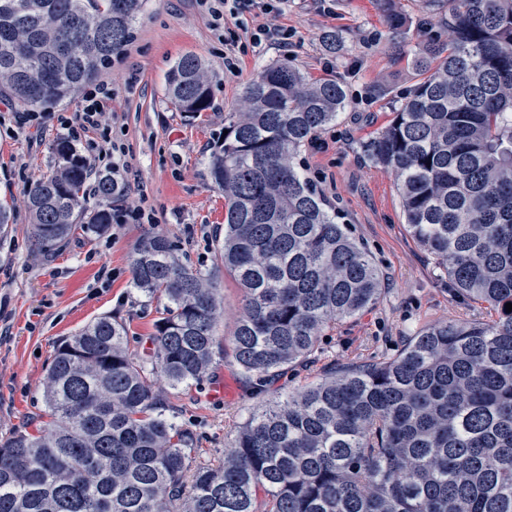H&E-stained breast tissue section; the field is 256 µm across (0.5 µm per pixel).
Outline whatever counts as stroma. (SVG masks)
<instances>
[{"instance_id": "1", "label": "stroma", "mask_w": 512, "mask_h": 512, "mask_svg": "<svg viewBox=\"0 0 512 512\" xmlns=\"http://www.w3.org/2000/svg\"><path fill=\"white\" fill-rule=\"evenodd\" d=\"M395 6L406 28L392 42L377 0H286L277 21L295 29L293 47L248 53L233 74L224 67L223 21L203 13L195 0H150L132 44L97 78L112 89L102 113L105 132L87 133L75 143L93 173L116 169L126 196L106 234L72 239L50 256L38 253L30 238L23 189L50 167L52 146L68 136L66 120L82 109L83 97L37 113L24 126L9 98L0 97V200L13 206L10 233L0 240V438L47 423V369L58 345L87 323L110 316L126 325L133 355L150 348L162 306L131 285L130 255L144 229L134 217L139 209L154 210L181 262L210 275L224 300L217 334L233 331L242 293L215 258L214 241L224 232V195L210 180L207 158L243 85L277 61L315 77L344 78L348 86V108L336 126L318 134L316 144L303 148L301 162L342 223L372 253L385 288L373 308L326 331L315 362L289 370L266 395L255 392L228 357L204 381L175 390L155 378L156 387L167 391V416L194 433L198 458L221 456L225 440L262 398L305 387L333 364L393 355L426 325L482 316V309L455 294L412 238L392 177L360 150L412 85L417 43L448 34L423 0H395ZM326 32L340 36L338 55L325 52ZM189 52L208 62L213 89L211 107L192 118L176 110L165 91L169 70Z\"/></svg>"}]
</instances>
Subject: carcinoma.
Listing matches in <instances>:
<instances>
[{
	"instance_id": "carcinoma-1",
	"label": "carcinoma",
	"mask_w": 512,
	"mask_h": 512,
	"mask_svg": "<svg viewBox=\"0 0 512 512\" xmlns=\"http://www.w3.org/2000/svg\"><path fill=\"white\" fill-rule=\"evenodd\" d=\"M147 0H0V95L49 112L133 40ZM391 33L400 13L381 0ZM448 40L412 57L417 79L362 152L391 173L412 236L457 295L487 318L421 329L391 357L325 371L252 411L216 460L165 414L176 389L224 355L210 278L180 263L152 224L131 284L163 303L152 348L129 353L124 323L101 316L58 346L44 380L50 422L0 440V512H512V0H459ZM166 94L191 116L211 105L195 54ZM348 107L345 82L272 63L224 113L208 172L224 193V271L243 292L231 336L238 370L266 392L305 364L338 320L374 306L384 282L298 162ZM23 190L31 237L47 255L76 232H107L125 188L95 180L67 138Z\"/></svg>"
}]
</instances>
